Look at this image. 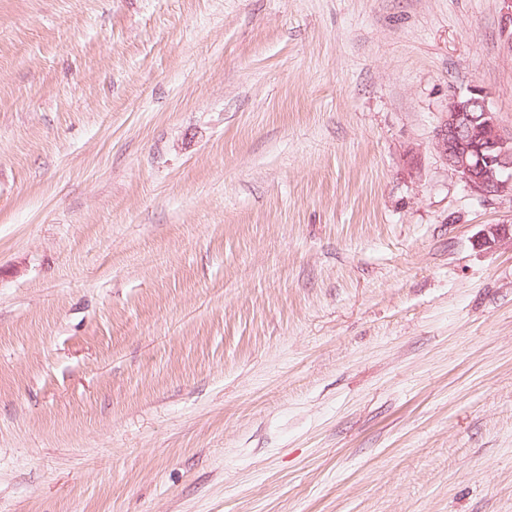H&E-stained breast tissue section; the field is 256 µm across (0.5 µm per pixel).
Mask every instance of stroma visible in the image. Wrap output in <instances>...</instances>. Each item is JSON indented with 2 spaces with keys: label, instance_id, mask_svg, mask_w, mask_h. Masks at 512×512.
Wrapping results in <instances>:
<instances>
[{
  "label": "stroma",
  "instance_id": "1",
  "mask_svg": "<svg viewBox=\"0 0 512 512\" xmlns=\"http://www.w3.org/2000/svg\"><path fill=\"white\" fill-rule=\"evenodd\" d=\"M499 0H0V512H512V197L434 138Z\"/></svg>",
  "mask_w": 512,
  "mask_h": 512
}]
</instances>
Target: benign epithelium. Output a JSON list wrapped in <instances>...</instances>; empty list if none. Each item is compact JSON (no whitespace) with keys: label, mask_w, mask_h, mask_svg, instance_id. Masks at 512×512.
I'll return each instance as SVG.
<instances>
[{"label":"benign epithelium","mask_w":512,"mask_h":512,"mask_svg":"<svg viewBox=\"0 0 512 512\" xmlns=\"http://www.w3.org/2000/svg\"><path fill=\"white\" fill-rule=\"evenodd\" d=\"M434 147L476 196L512 195V141L503 136L497 113L480 87L449 96ZM507 238L512 239V226L493 224L481 245L491 248Z\"/></svg>","instance_id":"7a95c632"}]
</instances>
